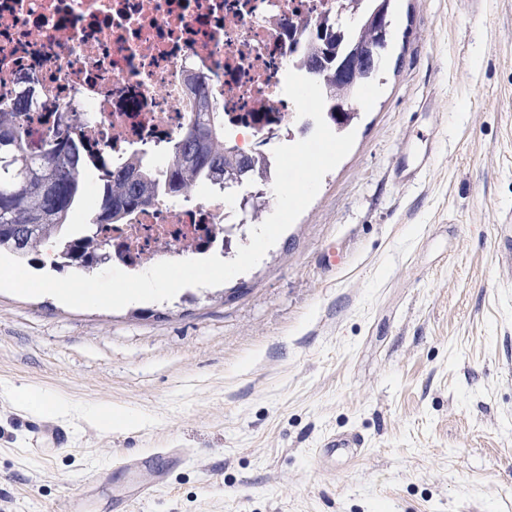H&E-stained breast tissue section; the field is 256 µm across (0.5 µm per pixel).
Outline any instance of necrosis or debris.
Listing matches in <instances>:
<instances>
[{
	"label": "necrosis or debris",
	"instance_id": "necrosis-or-debris-1",
	"mask_svg": "<svg viewBox=\"0 0 512 512\" xmlns=\"http://www.w3.org/2000/svg\"><path fill=\"white\" fill-rule=\"evenodd\" d=\"M350 0H0V105L19 96L30 145L50 127L73 124L85 147L108 145L123 166L146 151L168 164L169 139L200 100L227 112L225 133L248 132V155L272 140L305 134L307 122L286 103L288 71H301L314 27L337 33ZM239 224L223 193L197 203L161 199L128 212L102 234L144 272L147 258L174 252L203 258Z\"/></svg>",
	"mask_w": 512,
	"mask_h": 512
}]
</instances>
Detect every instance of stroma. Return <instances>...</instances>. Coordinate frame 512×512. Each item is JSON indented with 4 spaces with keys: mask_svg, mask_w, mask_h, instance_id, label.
Listing matches in <instances>:
<instances>
[{
    "mask_svg": "<svg viewBox=\"0 0 512 512\" xmlns=\"http://www.w3.org/2000/svg\"><path fill=\"white\" fill-rule=\"evenodd\" d=\"M390 21L352 150L253 269L119 310L0 291V512H512V0ZM155 448L191 458L115 501ZM32 444L43 454L49 452L51 448H43L46 441H51L54 445L60 446L67 442L68 434L66 429L53 422H40L33 428Z\"/></svg>",
    "mask_w": 512,
    "mask_h": 512,
    "instance_id": "35a3bbf8",
    "label": "stroma"
}]
</instances>
